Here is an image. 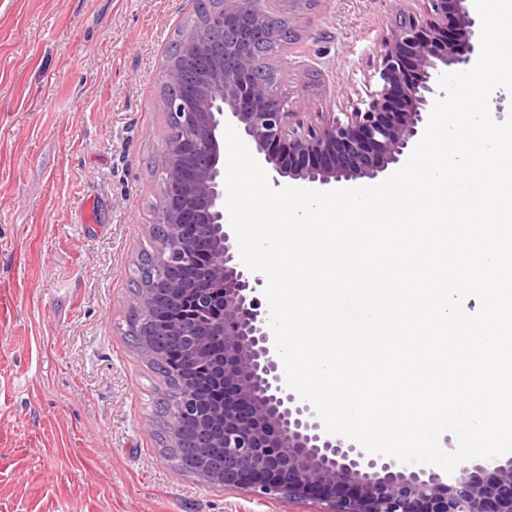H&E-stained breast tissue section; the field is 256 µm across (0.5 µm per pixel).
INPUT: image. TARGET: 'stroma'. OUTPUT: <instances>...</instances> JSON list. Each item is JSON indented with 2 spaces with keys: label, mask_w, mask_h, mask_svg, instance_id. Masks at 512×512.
I'll list each match as a JSON object with an SVG mask.
<instances>
[{
  "label": "stroma",
  "mask_w": 512,
  "mask_h": 512,
  "mask_svg": "<svg viewBox=\"0 0 512 512\" xmlns=\"http://www.w3.org/2000/svg\"><path fill=\"white\" fill-rule=\"evenodd\" d=\"M196 0H0V512H326L172 470L124 336L159 204L162 69ZM402 0H320L278 55L305 123L353 111ZM309 71H301V63ZM95 223L83 221L88 202Z\"/></svg>",
  "instance_id": "stroma-1"
}]
</instances>
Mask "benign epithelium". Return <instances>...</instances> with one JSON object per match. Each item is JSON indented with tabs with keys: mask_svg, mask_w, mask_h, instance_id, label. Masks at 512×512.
Segmentation results:
<instances>
[{
	"mask_svg": "<svg viewBox=\"0 0 512 512\" xmlns=\"http://www.w3.org/2000/svg\"><path fill=\"white\" fill-rule=\"evenodd\" d=\"M270 2L218 0L164 66L163 84L178 93L158 100L171 138L153 225L170 238L133 303L211 319L188 355L191 367L210 363L214 384L224 387V401L196 410L191 447L205 461L221 459L205 478L259 497H319L333 512H512V457L469 460L445 482L432 468L410 470L320 432L311 407L284 382L269 311L256 296L263 279L242 263L224 205L228 124L277 186L292 180L320 191L333 182H379L402 167L443 96L438 77L467 62L479 43L467 0L400 10L377 88L356 111L330 112L315 126L290 107L280 82L257 77L259 45L299 37Z\"/></svg>",
	"mask_w": 512,
	"mask_h": 512,
	"instance_id": "benign-epithelium-1",
	"label": "benign epithelium"
}]
</instances>
